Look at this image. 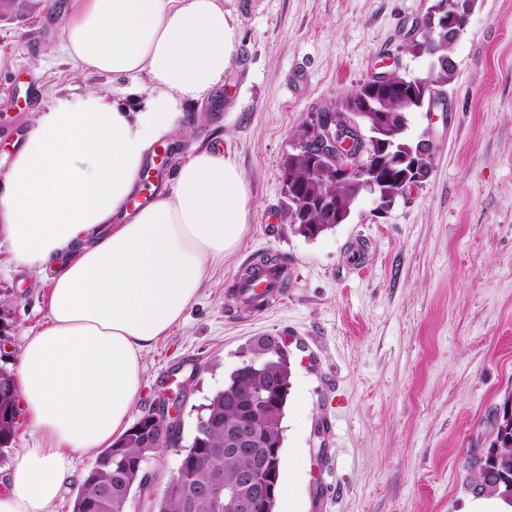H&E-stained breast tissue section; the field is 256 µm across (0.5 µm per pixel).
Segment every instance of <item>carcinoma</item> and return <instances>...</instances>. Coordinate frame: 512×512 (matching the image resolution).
Segmentation results:
<instances>
[{"mask_svg": "<svg viewBox=\"0 0 512 512\" xmlns=\"http://www.w3.org/2000/svg\"><path fill=\"white\" fill-rule=\"evenodd\" d=\"M36 6L32 0H0V13L13 16ZM448 0H434L423 18L428 39L411 44V50L431 55L435 66L424 76H410L393 72L389 85L378 87L368 80L346 97L347 108L353 112H383L388 120V131L397 132L398 142L407 147L418 143L399 132L402 118L412 112L425 109L429 94L439 92L453 76V65L449 60V49L454 38L448 37ZM310 129L301 133L300 151L283 162V180L287 191L307 200L309 209L302 216H295L284 209L285 217L294 221L293 228L299 235L313 239L333 226L336 217L319 207L321 199L332 196L336 200V211L348 216L352 205L365 191L356 179L330 181L320 175L322 162L315 160L309 145ZM281 266V259L263 253L244 269L240 281L232 285L231 294L241 288V281L252 282L256 275L266 269ZM291 367L275 356L260 365L240 364L224 382V389L217 392L204 405V413L198 418L195 434L187 445L179 443L176 432H164L155 422L153 414L139 418L126 434L102 449L90 470L84 476L80 490L74 500L73 512H126L127 503L137 496V490L146 479L132 468L133 460L156 450L155 440L162 436L171 447L178 449L182 459L181 477L166 486L162 497L146 502L150 512H224L218 503L224 502V494L216 495L210 490L215 474L223 476L225 485L234 484L238 473L249 467V462L237 457H224V417L232 416L225 408L227 393L237 391L249 393L272 389L277 401L274 418L264 422V433L269 447L282 450V420L288 401ZM17 385L14 374L0 369V448H7L15 440ZM495 439L492 445L496 460L499 486H485L481 471L475 472L474 488L490 494L512 499V416L503 415L493 425Z\"/></svg>", "mask_w": 512, "mask_h": 512, "instance_id": "1", "label": "carcinoma"}]
</instances>
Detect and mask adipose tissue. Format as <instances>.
<instances>
[{
    "label": "adipose tissue",
    "mask_w": 512,
    "mask_h": 512,
    "mask_svg": "<svg viewBox=\"0 0 512 512\" xmlns=\"http://www.w3.org/2000/svg\"><path fill=\"white\" fill-rule=\"evenodd\" d=\"M233 31L221 0H71L59 49L73 68L162 95L133 112L91 89L34 113L0 179L9 263L50 274L48 322L26 338L16 372L39 438L10 469L0 512H53L74 456L125 434L146 353L245 234V182L207 150L179 165L171 189L125 207L147 154L183 127L181 101L230 67Z\"/></svg>",
    "instance_id": "obj_1"
}]
</instances>
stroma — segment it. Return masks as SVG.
I'll return each instance as SVG.
<instances>
[{
  "label": "stroma",
  "instance_id": "stroma-1",
  "mask_svg": "<svg viewBox=\"0 0 512 512\" xmlns=\"http://www.w3.org/2000/svg\"><path fill=\"white\" fill-rule=\"evenodd\" d=\"M233 62L186 101L164 187L195 151L220 144L248 189L249 224L194 303L145 358L129 419L183 392L182 444L200 408L262 335L286 339L292 374L282 421L293 512H459L471 459L512 397V0H475L453 43L444 112L411 113L407 134L433 146L419 185L377 210L363 194L346 223L308 239L283 217L282 161L300 130L339 106L382 62L427 73L407 35L431 0H223ZM69 0H39L0 22V175L33 112L96 89L129 108L160 97L143 81L87 77L57 50ZM260 252L285 257V294L259 314L230 287ZM0 246V367L16 370L46 320L41 277Z\"/></svg>",
  "mask_w": 512,
  "mask_h": 512
}]
</instances>
